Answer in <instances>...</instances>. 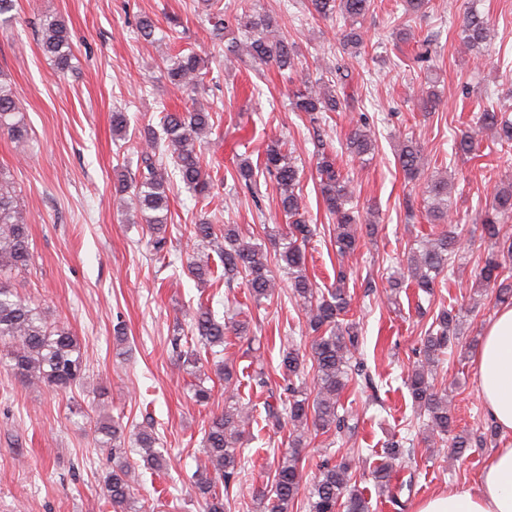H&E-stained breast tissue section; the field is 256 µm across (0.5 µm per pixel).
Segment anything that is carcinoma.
<instances>
[{
  "mask_svg": "<svg viewBox=\"0 0 512 512\" xmlns=\"http://www.w3.org/2000/svg\"><path fill=\"white\" fill-rule=\"evenodd\" d=\"M373 0H310L312 13L321 19H341L348 29L342 38L343 49L357 53L363 46L361 31L356 24L370 10ZM238 24L248 33L247 53L256 65L273 63L278 68L289 69L300 77L303 88L292 93V107L304 112L313 123L326 118L328 112H338L355 101L352 73L341 62H336V83L327 84L320 79L311 80L310 73L297 69L298 50L295 44L280 32L278 20L264 12L249 10L240 15ZM490 28L488 20L476 7L469 6L462 17L461 44L465 51L481 55L489 51ZM40 46L53 62L59 74L73 67L75 54L65 21L59 17L47 18L40 28ZM205 60L192 49H183L167 60L166 73L171 84L197 91L203 80ZM419 100L425 111L431 112L440 105L437 90H421ZM211 113L195 107L185 112H167L160 120L161 130L146 126L139 131L142 146L140 163L134 173V193L123 201L121 207L140 217L152 237V247L157 253L165 250L163 236L167 224L170 183L180 182L198 195L205 196L212 189V181L203 167L202 144L212 130ZM478 132L487 136L490 143L508 152L512 150V119L506 112L489 103L475 115ZM0 132L7 133L18 143L27 139V128L20 116V108L11 84L0 79ZM376 132L369 123L356 120L346 139V152L353 160H362L375 150ZM455 153L475 157L478 149L475 136L463 133L454 141ZM317 172L320 194L326 214L334 221L333 245L340 259L353 254L360 246L358 221L353 211L355 195L351 180L336 166V159L319 149ZM423 149L420 143L406 137L400 142L398 162L411 181L423 172ZM262 168L271 175L278 194V210L285 219L281 240L270 238L274 252L246 241L233 224H226L221 238L224 245L215 249L223 267L222 277L231 281L240 276L246 281L250 298L260 305L273 295L274 278L271 264L286 271L293 294L304 304L309 330L315 333L311 343L310 369L313 371L315 398L306 396L304 386L297 383L305 371V356L299 349L290 347L283 351L279 366L283 380L281 389L285 399L281 405H267L266 417L277 426H289L288 445L291 451L277 457L270 487L256 495L261 512H292L295 499L302 490H308V512H369V501L364 491L351 485L355 459L343 456L327 459L318 468L319 474L312 484H307L303 468L299 465L297 448L301 447L309 430L323 434L334 432L339 438L354 436L357 421L346 414H339L340 396L356 374L369 380L363 362L354 360L358 349L359 334L354 323L348 321L351 295L345 289V273L339 271L336 286L323 293L314 288L306 270V245L312 240L313 230L306 218V207L301 194L296 192L300 169L283 143L274 140L267 144ZM259 167L246 159L235 164V175L249 188ZM426 193L431 202L427 206L428 222L442 225L435 237H425L418 248L407 258V270L419 291L427 294L434 290L440 275L448 271L452 256L459 249V234L454 227L460 220L453 218L448 207V179L430 178ZM482 233L494 242L495 248L481 258L479 283L492 287L501 304H512V278L504 274L507 261L512 259V181L497 186L493 197L479 214ZM194 237L209 245L220 238L216 225L199 219L193 225ZM29 229L17 202V190L6 173L0 170V343L7 346L10 367L14 374L28 386L51 387L67 390L82 378L84 355L75 336L69 329L47 322L41 311L31 306L10 288L8 280L14 272L27 269L31 263ZM188 273L199 281L214 275L208 254L192 259ZM241 338L249 332L248 326L231 327L204 304L192 316L191 330L204 346L205 353L219 355L224 346L226 329ZM459 316L443 309L432 322L420 345L417 356L405 380L413 405L427 415L426 429L444 439L450 433L452 418L448 408V395L436 389L439 355L458 339ZM181 337L173 338V348L179 351L183 363L194 368L202 363L197 349L180 350ZM252 412L232 405L209 418L204 432L202 454L194 475V488L202 499L203 512H225L224 493L235 484L244 469L243 442ZM102 448L112 449V470L103 480L105 500L113 512H128L134 489L129 481V469L121 456L125 447V427L102 412L95 424ZM498 427L485 424L483 431L470 439L453 438L456 453L475 441L495 438ZM135 451L150 467L162 466L161 451L156 449L159 438L153 430L140 429L134 433ZM389 462L376 470L378 486L389 489L393 462L403 456V445L392 442L387 447Z\"/></svg>",
  "mask_w": 512,
  "mask_h": 512,
  "instance_id": "1",
  "label": "carcinoma"
}]
</instances>
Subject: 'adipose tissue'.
Masks as SVG:
<instances>
[{
  "mask_svg": "<svg viewBox=\"0 0 512 512\" xmlns=\"http://www.w3.org/2000/svg\"><path fill=\"white\" fill-rule=\"evenodd\" d=\"M488 416L512 434V306L499 308L473 354ZM415 512H512V443L487 458L476 490L453 489L421 500Z\"/></svg>",
  "mask_w": 512,
  "mask_h": 512,
  "instance_id": "adipose-tissue-1",
  "label": "adipose tissue"
}]
</instances>
